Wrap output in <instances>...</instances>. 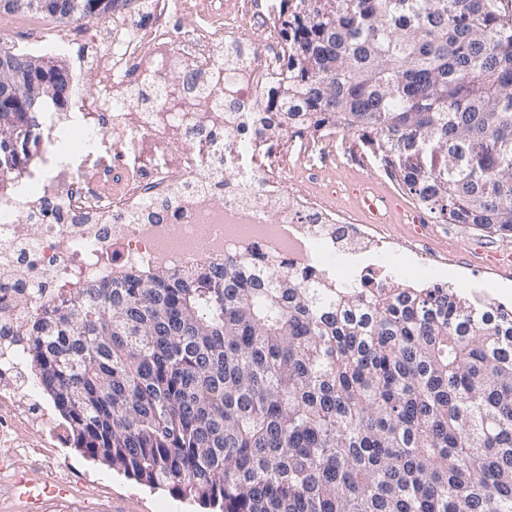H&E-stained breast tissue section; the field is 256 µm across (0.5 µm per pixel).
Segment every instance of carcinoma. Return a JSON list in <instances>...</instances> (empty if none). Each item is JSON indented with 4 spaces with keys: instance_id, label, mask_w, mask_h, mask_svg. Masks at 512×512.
<instances>
[{
    "instance_id": "1",
    "label": "carcinoma",
    "mask_w": 512,
    "mask_h": 512,
    "mask_svg": "<svg viewBox=\"0 0 512 512\" xmlns=\"http://www.w3.org/2000/svg\"><path fill=\"white\" fill-rule=\"evenodd\" d=\"M21 0L63 22L114 0ZM288 99L319 123L476 151L400 180L445 224L512 235V19L501 0H305ZM0 101V134L41 123ZM75 448L211 512H512V313L449 288L309 287L247 261L91 282L16 324Z\"/></svg>"
}]
</instances>
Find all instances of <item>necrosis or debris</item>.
Masks as SVG:
<instances>
[{"instance_id": "4bbe7bcc", "label": "necrosis or debris", "mask_w": 512, "mask_h": 512, "mask_svg": "<svg viewBox=\"0 0 512 512\" xmlns=\"http://www.w3.org/2000/svg\"><path fill=\"white\" fill-rule=\"evenodd\" d=\"M124 0L97 18L109 32L90 68V92H66L60 110L44 113L41 138L26 166L0 174V320L33 314L47 300L78 294L92 280L123 282L142 270L194 271L235 257L264 273L323 276L343 286H376L386 270L403 279L442 284L446 255L420 244L419 207L396 214L371 210L362 195L337 204L336 182L304 191L289 152L311 131L322 154H343L353 172L367 171V136L326 124L282 119L288 46L280 0ZM206 17L176 36L175 12ZM22 32L35 48L70 45L72 33L49 16L21 9L0 18V47ZM181 73L186 83L171 84ZM253 112L270 130L258 134ZM133 151L139 164H117ZM263 155L256 168L229 179V155ZM409 225L395 239L391 223ZM365 254V271L337 269L342 255ZM26 307H16L19 297ZM23 336H0V369L17 385L0 400L35 397Z\"/></svg>"}]
</instances>
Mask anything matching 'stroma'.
I'll use <instances>...</instances> for the list:
<instances>
[{
	"label": "stroma",
	"instance_id": "35a3bbf8",
	"mask_svg": "<svg viewBox=\"0 0 512 512\" xmlns=\"http://www.w3.org/2000/svg\"><path fill=\"white\" fill-rule=\"evenodd\" d=\"M424 243L447 252L453 265L448 280L464 296L478 294L495 277L490 265L496 254L512 253V237L486 233L468 224H437ZM44 421L32 428L36 451L17 457L13 470L54 469L69 483L70 496L50 504L47 512H206L164 489H150L107 465L84 456L67 437L53 436L49 425L62 417L50 398H43Z\"/></svg>",
	"mask_w": 512,
	"mask_h": 512
}]
</instances>
